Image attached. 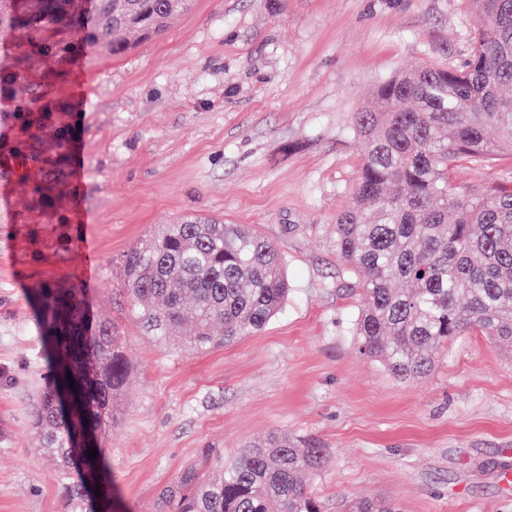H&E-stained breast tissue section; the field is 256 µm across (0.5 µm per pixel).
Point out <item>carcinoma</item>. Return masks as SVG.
Masks as SVG:
<instances>
[{
    "label": "carcinoma",
    "mask_w": 512,
    "mask_h": 512,
    "mask_svg": "<svg viewBox=\"0 0 512 512\" xmlns=\"http://www.w3.org/2000/svg\"><path fill=\"white\" fill-rule=\"evenodd\" d=\"M477 24L460 68L422 67L381 82L352 116L364 143L351 201L336 218V253L361 276L353 336L360 354L402 382L423 378L457 336L512 344V190L450 187L459 161L512 151V0H472ZM191 0H96L104 49L156 37ZM71 0H35L21 25L78 28ZM145 332L170 340L185 327L200 351L261 331L288 298L279 249L245 224L191 218L161 224L122 260ZM45 342L48 377L32 421L59 469L61 512H112L107 449L129 377L123 338L95 314L86 289L47 280L28 297ZM72 375L67 380L66 374ZM96 458L87 456L89 449ZM330 460L286 433L240 449L213 474L184 467L159 494L160 512H319L307 480ZM348 512H400L356 499Z\"/></svg>",
    "instance_id": "1"
}]
</instances>
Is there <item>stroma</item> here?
Segmentation results:
<instances>
[{
	"label": "stroma",
	"instance_id": "obj_1",
	"mask_svg": "<svg viewBox=\"0 0 512 512\" xmlns=\"http://www.w3.org/2000/svg\"><path fill=\"white\" fill-rule=\"evenodd\" d=\"M0 0V512H59V471L39 450L34 398L43 341L27 296L45 280L100 275L93 309L124 338L130 375L109 450L120 512H157L159 490L202 449L210 466L274 432L329 449L307 486L321 512L395 500L403 512H512V347L478 333L404 384L353 342L361 296L334 224L362 159L352 115L399 70L468 56L470 0H193L161 37L113 57L73 35L49 50ZM48 118L36 154L17 151L28 112ZM67 148L58 151L59 132ZM452 185L512 190V154L464 163ZM190 216L248 224L282 252L290 291L259 333L207 352L156 342L132 314L122 256Z\"/></svg>",
	"mask_w": 512,
	"mask_h": 512
}]
</instances>
